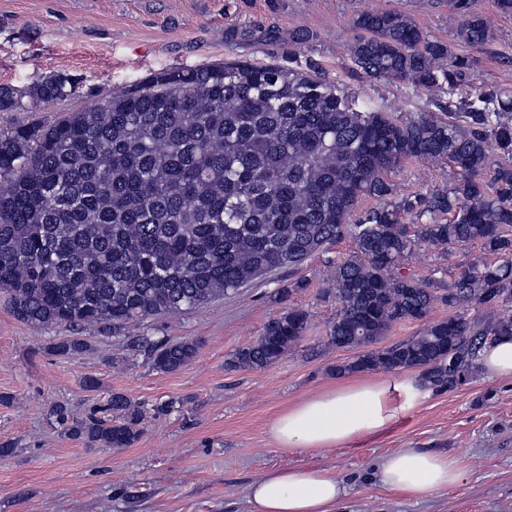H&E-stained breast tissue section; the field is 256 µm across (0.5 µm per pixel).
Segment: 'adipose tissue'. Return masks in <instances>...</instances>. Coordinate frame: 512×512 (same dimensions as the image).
I'll return each instance as SVG.
<instances>
[{
    "label": "adipose tissue",
    "instance_id": "adipose-tissue-1",
    "mask_svg": "<svg viewBox=\"0 0 512 512\" xmlns=\"http://www.w3.org/2000/svg\"><path fill=\"white\" fill-rule=\"evenodd\" d=\"M475 362L487 378H512V339L487 345ZM393 417L389 385L356 378L289 407L274 420L270 433L284 448H338L381 431ZM462 478L458 458L413 448L389 454L374 474L377 484L407 499L425 498ZM346 494L345 484L331 470L286 468L252 483L247 504L249 512H335Z\"/></svg>",
    "mask_w": 512,
    "mask_h": 512
}]
</instances>
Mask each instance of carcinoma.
I'll list each match as a JSON object with an SVG mask.
<instances>
[{"label": "carcinoma", "instance_id": "obj_1", "mask_svg": "<svg viewBox=\"0 0 512 512\" xmlns=\"http://www.w3.org/2000/svg\"><path fill=\"white\" fill-rule=\"evenodd\" d=\"M353 28L350 59L370 77L446 86L450 96L465 83L469 60L402 12L364 11ZM231 36L246 46L282 40L274 26ZM455 40L486 46L487 22L472 17ZM75 92L64 74L1 85L0 112ZM411 159L446 162L455 178L396 200L386 174ZM363 195L379 204L358 213ZM407 216L417 220L414 234ZM344 236L356 251L336 262L329 337L364 351L336 374L417 370L438 390L465 382L482 346L512 336V315L482 323L466 314L512 307V96L479 89L458 112L402 119L342 93L313 67L232 61L157 73L61 120L0 133V293L32 328L111 336L298 266ZM473 241L497 261H473L446 281L392 275L419 242L446 251ZM437 303L448 318L377 346L393 325L421 321ZM309 321L306 310L288 309L229 366H270L303 340ZM131 344L163 373L197 353L190 340L133 336ZM86 349L80 336L51 347L59 356ZM103 413L74 421L65 407L52 410L70 435L131 446L144 411L114 393Z\"/></svg>", "mask_w": 512, "mask_h": 512}]
</instances>
